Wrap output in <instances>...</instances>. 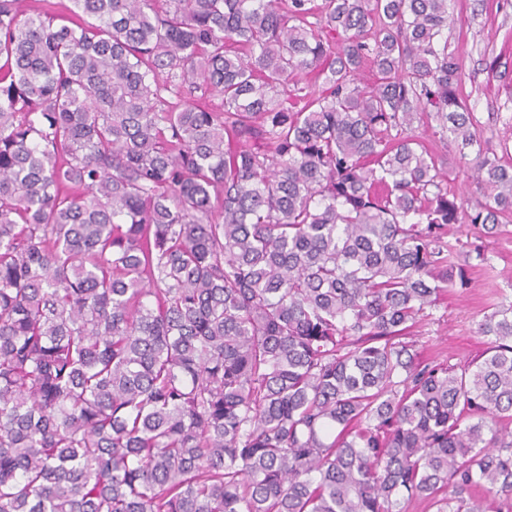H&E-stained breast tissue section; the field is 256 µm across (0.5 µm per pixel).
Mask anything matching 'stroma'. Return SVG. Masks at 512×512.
<instances>
[{
    "instance_id": "obj_1",
    "label": "stroma",
    "mask_w": 512,
    "mask_h": 512,
    "mask_svg": "<svg viewBox=\"0 0 512 512\" xmlns=\"http://www.w3.org/2000/svg\"><path fill=\"white\" fill-rule=\"evenodd\" d=\"M450 9L457 22L448 31V50L461 66L462 95L484 139L499 143L512 129V0H452ZM449 238L457 243L454 261L468 268L471 282L442 297L416 341L428 358L464 364L480 359L487 347L477 333L484 314L501 300L512 301V220L486 240L485 266L469 253L467 225L450 226Z\"/></svg>"
}]
</instances>
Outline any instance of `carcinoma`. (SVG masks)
<instances>
[{
	"label": "carcinoma",
	"mask_w": 512,
	"mask_h": 512,
	"mask_svg": "<svg viewBox=\"0 0 512 512\" xmlns=\"http://www.w3.org/2000/svg\"><path fill=\"white\" fill-rule=\"evenodd\" d=\"M71 3L0 0V512H512V301L406 340L512 215L449 0ZM451 166L453 169L449 170V172L447 168L449 186L457 191L458 195L464 202V207H468V210H470V206H473L476 198H481V195L479 194L475 184L467 180L466 168H463L462 166L454 168L452 164Z\"/></svg>",
	"instance_id": "carcinoma-1"
}]
</instances>
